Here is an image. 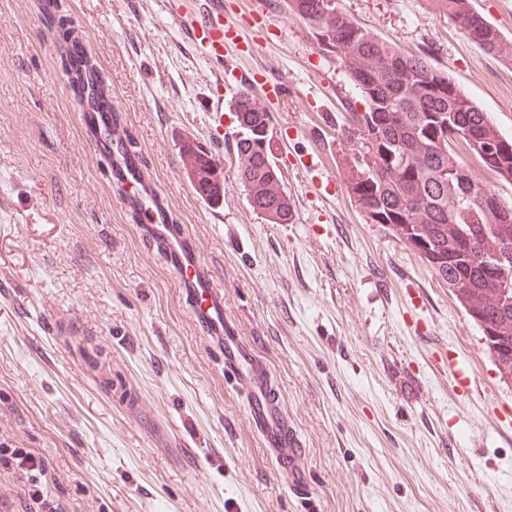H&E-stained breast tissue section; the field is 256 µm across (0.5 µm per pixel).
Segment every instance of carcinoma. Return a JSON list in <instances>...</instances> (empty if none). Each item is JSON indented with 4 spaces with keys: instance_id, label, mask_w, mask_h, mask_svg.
Here are the masks:
<instances>
[{
    "instance_id": "cac0c4a2",
    "label": "carcinoma",
    "mask_w": 512,
    "mask_h": 512,
    "mask_svg": "<svg viewBox=\"0 0 512 512\" xmlns=\"http://www.w3.org/2000/svg\"><path fill=\"white\" fill-rule=\"evenodd\" d=\"M483 53L512 64V38L489 22L472 0H436ZM311 29L316 50L341 61L363 111L342 116L338 133L349 146L342 158L347 193L372 224L387 229L429 269L480 327L499 371L512 379V287L500 268L512 270V201L496 210V198L458 158L492 144L482 161L512 181V140L456 83L421 56L362 27L330 0H287ZM48 24L69 44L73 30L62 15ZM235 148L238 176L250 206L271 224L288 223V197L272 161L271 116L237 102Z\"/></svg>"
}]
</instances>
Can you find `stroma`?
<instances>
[{
	"instance_id": "stroma-1",
	"label": "stroma",
	"mask_w": 512,
	"mask_h": 512,
	"mask_svg": "<svg viewBox=\"0 0 512 512\" xmlns=\"http://www.w3.org/2000/svg\"><path fill=\"white\" fill-rule=\"evenodd\" d=\"M112 88L130 142L224 290V317L269 368L302 442L296 493L253 429L179 279L109 184L39 0H0V448H28L67 512H512V404L482 332L417 253L346 192L338 134L357 106L285 0H226L277 78L270 112L295 222L250 207L236 116L214 121L217 70L163 0H61ZM360 25L427 55L512 137V65L435 0H340ZM223 139H215V126ZM190 132L224 157V216L173 162ZM466 360L468 395L438 350Z\"/></svg>"
}]
</instances>
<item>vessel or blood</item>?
Wrapping results in <instances>:
<instances>
[{
	"label": "vessel or blood",
	"mask_w": 512,
	"mask_h": 512,
	"mask_svg": "<svg viewBox=\"0 0 512 512\" xmlns=\"http://www.w3.org/2000/svg\"><path fill=\"white\" fill-rule=\"evenodd\" d=\"M171 17L199 53L216 62L224 60V45L230 31L224 22V0H204L203 7L185 12L171 6ZM222 92L210 100L212 115L222 116L225 98L248 97L257 111H269L272 94L279 84H259L247 74L220 72ZM80 123L90 137L95 153L106 166L107 179L125 188V203L140 217L146 242L175 272L185 300L199 327L216 339L224 368L239 375L247 388L248 417L270 448L276 468L287 476L290 487L303 490L306 479L300 466L301 448L296 431L278 406L268 367L251 349L244 346L231 323L224 320V291L214 280L213 270L198 251L192 237L181 225L172 222L160 202V191L148 172L140 151L134 150L124 129L114 124L111 113L84 112ZM176 159L190 180L191 190L215 207L224 205L223 159L215 152L197 147L192 137L179 143Z\"/></svg>",
	"instance_id": "vessel-or-blood-1"
}]
</instances>
